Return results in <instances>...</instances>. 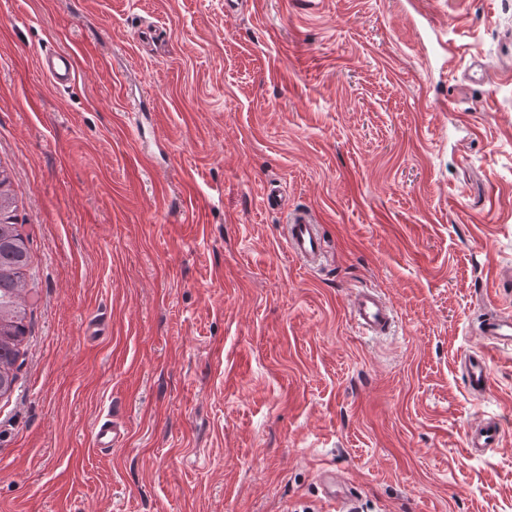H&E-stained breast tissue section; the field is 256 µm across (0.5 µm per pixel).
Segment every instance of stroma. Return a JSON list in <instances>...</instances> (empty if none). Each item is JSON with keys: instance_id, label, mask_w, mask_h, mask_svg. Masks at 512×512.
<instances>
[{"instance_id": "1", "label": "stroma", "mask_w": 512, "mask_h": 512, "mask_svg": "<svg viewBox=\"0 0 512 512\" xmlns=\"http://www.w3.org/2000/svg\"><path fill=\"white\" fill-rule=\"evenodd\" d=\"M0 167L33 273L0 512H342L325 469L358 512H512V346L462 374L512 314V0H0ZM41 65L44 73L55 86H66L76 76V61L74 55L63 49L46 51L41 56ZM289 253L308 265L318 263L326 252V241L319 220L309 211H291L285 231ZM351 315L363 334L380 336L394 320L393 307L375 290L361 288L351 298ZM478 333L489 342V347L466 356L464 375L468 391L475 395H484L490 387V351L501 346L512 345L511 315L495 314L482 319ZM503 429L497 418H483L464 433V446L468 451L494 450L501 446ZM125 429L110 418L99 419L92 433V447L101 454H108L125 440Z\"/></svg>"}]
</instances>
